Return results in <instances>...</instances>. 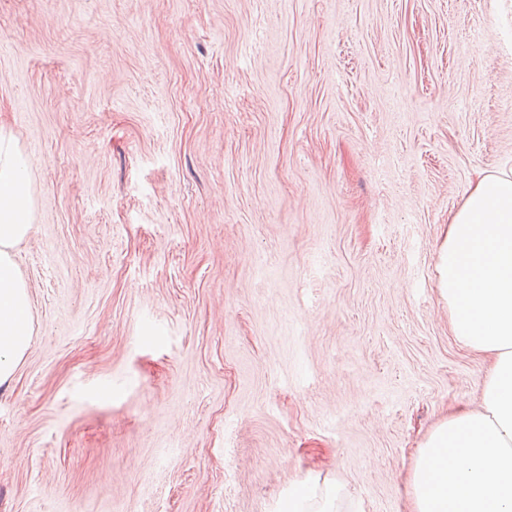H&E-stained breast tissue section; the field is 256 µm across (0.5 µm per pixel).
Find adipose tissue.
<instances>
[{"instance_id": "adipose-tissue-1", "label": "adipose tissue", "mask_w": 512, "mask_h": 512, "mask_svg": "<svg viewBox=\"0 0 512 512\" xmlns=\"http://www.w3.org/2000/svg\"><path fill=\"white\" fill-rule=\"evenodd\" d=\"M30 166L0 128V387L32 340L29 288L14 260L29 235ZM436 287L451 334L488 362L477 408L460 407L419 446L408 476L412 512H512V172L478 173L445 224ZM339 489L307 476L278 512H340Z\"/></svg>"}]
</instances>
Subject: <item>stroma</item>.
I'll return each instance as SVG.
<instances>
[{"label":"stroma","instance_id":"obj_1","mask_svg":"<svg viewBox=\"0 0 512 512\" xmlns=\"http://www.w3.org/2000/svg\"><path fill=\"white\" fill-rule=\"evenodd\" d=\"M32 164V344L0 512H353L488 368L435 288L449 211L512 167V0H0ZM339 488L336 483H323L319 487V478L308 475L288 489V495L282 500L278 512H341L336 507Z\"/></svg>","mask_w":512,"mask_h":512}]
</instances>
